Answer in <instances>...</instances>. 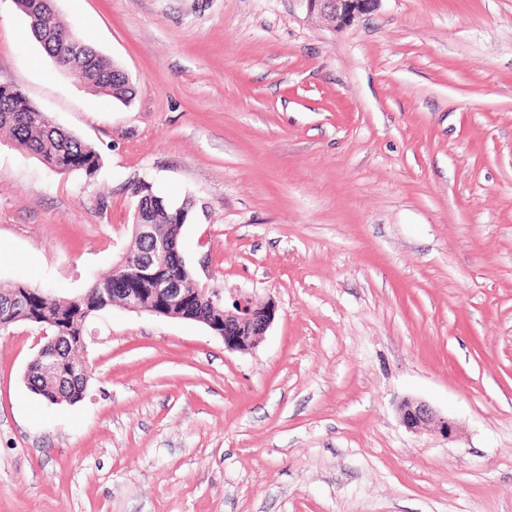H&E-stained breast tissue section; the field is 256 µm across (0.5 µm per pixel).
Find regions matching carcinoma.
I'll return each instance as SVG.
<instances>
[{
	"label": "carcinoma",
	"instance_id": "obj_1",
	"mask_svg": "<svg viewBox=\"0 0 512 512\" xmlns=\"http://www.w3.org/2000/svg\"><path fill=\"white\" fill-rule=\"evenodd\" d=\"M36 13L38 22L31 25L34 38L61 72L77 75L98 93L119 101L130 100L132 88L123 69L75 35L58 17L51 0H37ZM0 129L55 172L84 171L91 175L99 168V156L90 144L55 126L47 113L40 111L14 85L0 86ZM132 194L141 204L142 212L147 214L148 223L157 225L159 236L179 252L170 259L162 258L166 272L179 278L188 291L196 290L194 274L180 256L182 245L177 231L189 219L190 198L176 204L155 194L152 187L145 184L135 187ZM111 288L112 274L109 273L92 278L79 302L68 308L59 306L50 292L45 294L44 303L36 311L25 307L6 308L0 304V332L22 321L43 327L50 332L47 344H52L55 336L63 337L59 348L64 351L63 362L68 363L85 347L84 327L88 318L112 309ZM28 377L33 392L51 404L77 402L85 392L79 384L59 390L54 381L42 375L35 361L28 368Z\"/></svg>",
	"mask_w": 512,
	"mask_h": 512
}]
</instances>
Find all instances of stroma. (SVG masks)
Masks as SVG:
<instances>
[{
	"label": "stroma",
	"mask_w": 512,
	"mask_h": 512,
	"mask_svg": "<svg viewBox=\"0 0 512 512\" xmlns=\"http://www.w3.org/2000/svg\"><path fill=\"white\" fill-rule=\"evenodd\" d=\"M124 104L61 73L0 0V82L92 145L59 174L0 135V282L83 293L134 185L191 198L198 282L273 300L251 352L121 307L82 399L0 336V512H512V0H52ZM429 402L453 439L413 433ZM312 11L327 16L337 28L351 24L359 15L375 7L378 0H306ZM38 361L40 366L33 360L28 368L27 375L30 378L29 386L33 390L32 392L41 396L51 404H59L62 402L74 403L82 398L87 384L85 388L78 383L72 385L65 391H61L54 381L42 375V372L49 378H57L60 375L58 361L53 350H50L48 346L42 347L38 354ZM404 427L413 433L430 432L452 439L458 430L455 421L441 415L428 402L420 398L405 397L398 405Z\"/></svg>",
	"instance_id": "35a3bbf8"
}]
</instances>
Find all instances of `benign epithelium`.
I'll return each mask as SVG.
<instances>
[{
	"mask_svg": "<svg viewBox=\"0 0 512 512\" xmlns=\"http://www.w3.org/2000/svg\"><path fill=\"white\" fill-rule=\"evenodd\" d=\"M312 11L327 16L337 28L351 24L359 15L375 7L378 0H306ZM137 223L132 225L133 236L156 244L158 252L167 249L166 243L157 236L156 225L143 222L141 210L135 211ZM149 269L154 262L141 260L134 262L129 253L124 254L112 268V294L122 297L121 307L130 311H147L157 317L190 320L202 323L215 331L224 340V348L229 351L249 352L256 349L275 320L277 306L271 299L258 303L242 291H231L223 296L215 288L197 289V296L212 294L211 302H224V328L219 329L213 320L197 312L192 294L183 290L173 279L156 282L151 289V297L157 306L147 305L143 291L139 288L124 287V270L132 265ZM41 371L50 378L59 377L58 361L54 351L44 346L38 354ZM398 413L404 427L413 432H430L446 439L453 438L458 430L455 421L441 415L428 402L414 397H406L398 405Z\"/></svg>",
	"mask_w": 512,
	"mask_h": 512,
	"instance_id": "obj_1",
	"label": "benign epithelium"
}]
</instances>
